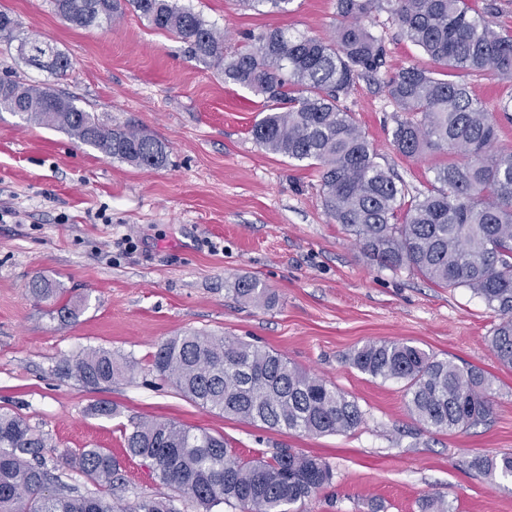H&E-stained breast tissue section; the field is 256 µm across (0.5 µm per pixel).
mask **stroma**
Here are the masks:
<instances>
[{
  "instance_id": "35a3bbf8",
  "label": "stroma",
  "mask_w": 512,
  "mask_h": 512,
  "mask_svg": "<svg viewBox=\"0 0 512 512\" xmlns=\"http://www.w3.org/2000/svg\"><path fill=\"white\" fill-rule=\"evenodd\" d=\"M227 33L233 54L248 32L281 28L329 35L335 0H293L262 14L241 0H177ZM25 34L52 41L74 67L58 78L0 45V76L73 97L109 127L160 139L168 162L140 169L106 157L67 132L0 111V411L22 416L48 442L44 456L63 481L94 491L63 454L102 448L120 459L128 501L167 496L121 430L147 417L224 437L242 457L291 448L318 455L331 484L297 512H422L439 495L455 512H512V482L475 466L512 453V368L489 343L497 312L466 288H441L406 270L379 267L326 214L318 169L270 153L250 133L263 100L228 82L223 66L191 58L187 43L133 9L109 25L74 27L50 0H0ZM374 32L388 49L376 80L342 100L409 195L426 191L443 157L401 155L391 131L400 114L385 83L402 68H431L419 47L380 13ZM37 277L83 296L77 321L53 319L35 299ZM259 278L276 302L232 296L236 279ZM186 331L276 350L292 365L354 398V431L327 436L256 426L198 406L150 367L158 343ZM376 340L408 342L491 377L490 416L464 431L432 434L408 411L400 382L371 378L348 355ZM103 348L135 360L132 378L89 389L56 373L59 360ZM107 402L113 417L94 408Z\"/></svg>"
}]
</instances>
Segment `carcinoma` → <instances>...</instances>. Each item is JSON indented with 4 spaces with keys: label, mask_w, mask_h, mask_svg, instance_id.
Returning a JSON list of instances; mask_svg holds the SVG:
<instances>
[{
    "label": "carcinoma",
    "mask_w": 512,
    "mask_h": 512,
    "mask_svg": "<svg viewBox=\"0 0 512 512\" xmlns=\"http://www.w3.org/2000/svg\"><path fill=\"white\" fill-rule=\"evenodd\" d=\"M293 0H244L253 9L286 13ZM56 14L75 27L112 22L124 6L155 28L189 44L196 61L224 62V78L263 97L251 134L266 151L316 166L327 214L378 265L407 269L448 288H468L502 316L489 342L499 362L512 367V151L495 148L498 121L452 72H491L512 88V31L496 28L469 0H336L329 38L292 37L281 29L246 35L224 55V34L176 0H52ZM387 13L402 34L440 68L412 65L386 83L397 111L393 146L412 157L425 151L451 156L433 169L426 192L410 198L378 162V154L342 104L362 78L386 64L374 19ZM20 23L0 9V40L18 42L19 58L46 40L19 35ZM57 77L73 69L51 46ZM0 110L62 129L82 144L133 167L166 165L165 144L135 128H112L63 93L0 79ZM236 297L259 307L273 303L258 278L234 284ZM39 300L64 290L45 279L31 284ZM85 300L57 304L62 322L76 320ZM349 363L383 381L404 383L406 406L429 432L448 433L485 420L492 412V382L479 368L459 366L419 346L371 341ZM136 367L98 348L62 359L58 374L98 388L126 378ZM151 369L203 408L226 416L312 435L352 431L363 422L358 402L323 378L290 365L281 353L251 343L185 332L162 341ZM126 454L139 459L161 484L196 512L220 505L240 512H291L331 482V467L317 455L280 448L269 458L244 459L224 438L172 421L139 419L123 429ZM44 436L18 415L0 412V512H180L171 497L126 502L119 461L102 448L65 457L97 486L83 494L61 480L43 454ZM477 465L512 479V453L480 457Z\"/></svg>",
    "instance_id": "cac0c4a2"
}]
</instances>
